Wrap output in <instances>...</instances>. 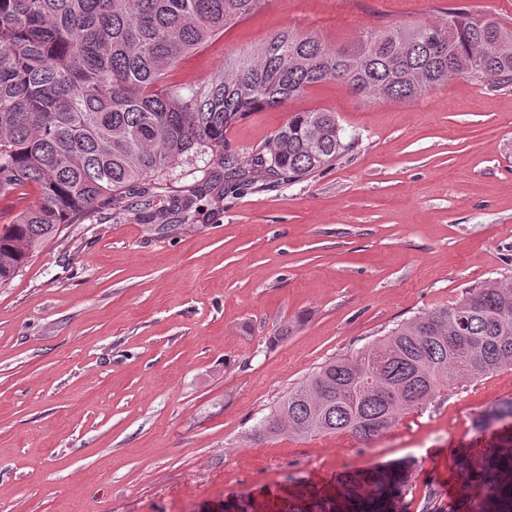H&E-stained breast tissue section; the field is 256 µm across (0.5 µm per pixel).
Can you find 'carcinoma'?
I'll list each match as a JSON object with an SVG mask.
<instances>
[{"instance_id": "carcinoma-1", "label": "carcinoma", "mask_w": 512, "mask_h": 512, "mask_svg": "<svg viewBox=\"0 0 512 512\" xmlns=\"http://www.w3.org/2000/svg\"><path fill=\"white\" fill-rule=\"evenodd\" d=\"M264 0H0V201L38 202L0 224V288L68 224L134 192L136 217L165 216L152 178L199 156L228 176L248 170L299 180L342 158L333 112H293L247 160L225 130L248 112L340 81L369 100H407L458 76L512 84V31L448 10V21L390 27L331 48L314 34L281 31L224 60L198 86L174 89L169 73L253 14ZM202 185L173 202L188 213ZM386 358L381 372L372 367ZM512 369V283L485 281L451 303L397 325L350 357L325 361L251 430L263 442L349 433L368 441L450 386ZM474 428L498 442L457 455L461 485L448 512H512V397L480 412ZM415 463L403 459L340 474L334 498L290 512H395Z\"/></svg>"}]
</instances>
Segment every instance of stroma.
Here are the masks:
<instances>
[{"label": "stroma", "instance_id": "obj_1", "mask_svg": "<svg viewBox=\"0 0 512 512\" xmlns=\"http://www.w3.org/2000/svg\"><path fill=\"white\" fill-rule=\"evenodd\" d=\"M453 7L512 29V0H265L186 56L169 81L200 84L226 58L289 30L328 45L445 22ZM335 113L355 148L296 182L249 186L201 160L163 181L202 182L171 231L136 195L86 216L0 288V512H288L335 478L416 462L404 512L459 479L449 450L492 438L476 415L512 397V370L454 386L380 438L250 441L288 389L420 312L489 279L512 282V85L451 78L411 100L317 84L225 132L246 157L289 113ZM203 183V182H202Z\"/></svg>", "mask_w": 512, "mask_h": 512}]
</instances>
